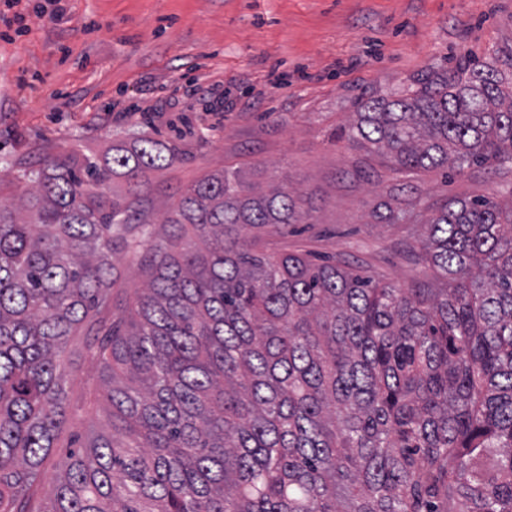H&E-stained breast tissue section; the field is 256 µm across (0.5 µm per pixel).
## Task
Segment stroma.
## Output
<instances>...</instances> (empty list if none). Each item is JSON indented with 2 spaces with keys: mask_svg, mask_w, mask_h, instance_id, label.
<instances>
[{
  "mask_svg": "<svg viewBox=\"0 0 512 512\" xmlns=\"http://www.w3.org/2000/svg\"><path fill=\"white\" fill-rule=\"evenodd\" d=\"M20 0L29 31L6 39L0 23V199L26 183L21 162L71 149L101 154L130 134L178 139L180 155L152 176L153 197L206 174L241 169L249 183L301 190L308 223L262 231L272 252L303 250L382 282L409 287L435 272L420 224H383L391 186L419 207L475 196L512 198V173L484 166L394 172L340 133L356 101L394 93L421 73L512 48V0ZM230 108H214L215 94ZM112 305H131L146 281L132 255L114 258ZM84 328L68 338L66 391L79 419L60 434L50 474L74 437L105 428V397L88 383Z\"/></svg>",
  "mask_w": 512,
  "mask_h": 512,
  "instance_id": "35a3bbf8",
  "label": "stroma"
}]
</instances>
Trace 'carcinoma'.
Listing matches in <instances>:
<instances>
[{
  "mask_svg": "<svg viewBox=\"0 0 512 512\" xmlns=\"http://www.w3.org/2000/svg\"><path fill=\"white\" fill-rule=\"evenodd\" d=\"M346 137L396 170L512 165V51L359 100ZM178 151L141 136L46 156L0 203V512H512V201L426 207L438 276L400 288L268 252L262 229L304 223L305 199L233 168L156 209L149 174ZM392 199L382 221L418 222ZM139 228L135 305L87 321ZM83 323L110 432L42 509Z\"/></svg>",
  "mask_w": 512,
  "mask_h": 512,
  "instance_id": "obj_1",
  "label": "carcinoma"
}]
</instances>
